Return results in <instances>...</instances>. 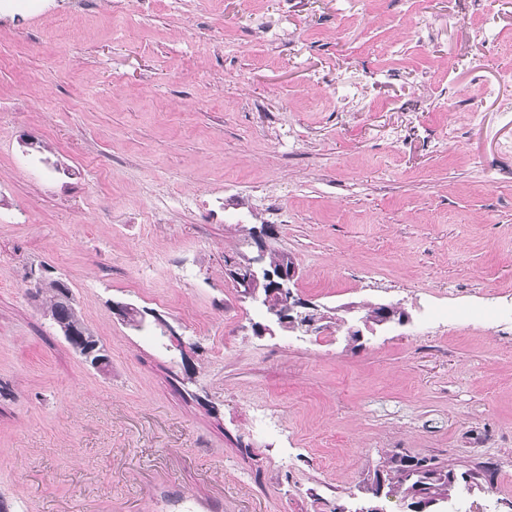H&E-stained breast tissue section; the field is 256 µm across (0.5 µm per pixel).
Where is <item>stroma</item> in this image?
Here are the masks:
<instances>
[{
  "instance_id": "35a3bbf8",
  "label": "stroma",
  "mask_w": 512,
  "mask_h": 512,
  "mask_svg": "<svg viewBox=\"0 0 512 512\" xmlns=\"http://www.w3.org/2000/svg\"><path fill=\"white\" fill-rule=\"evenodd\" d=\"M263 224L298 298L408 323L259 331L225 262ZM43 266L108 370L44 318ZM391 451L480 474L455 512H512V0L0 9L8 512H407L363 491ZM379 309H381V317H376V315L372 316H364L362 318H357L356 320L358 322H362L365 325L368 323H373L378 326L390 324V323H398V324H405L409 321L408 314L402 310L400 307L392 306L390 304H379L377 306Z\"/></svg>"
}]
</instances>
